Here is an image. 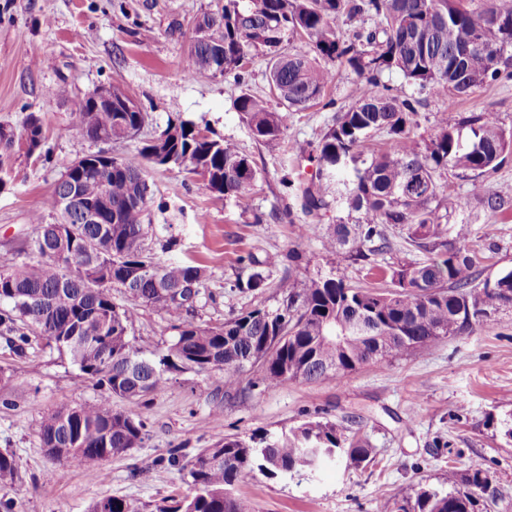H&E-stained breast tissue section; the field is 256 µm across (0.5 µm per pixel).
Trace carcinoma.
<instances>
[{"label": "carcinoma", "instance_id": "carcinoma-1", "mask_svg": "<svg viewBox=\"0 0 512 512\" xmlns=\"http://www.w3.org/2000/svg\"><path fill=\"white\" fill-rule=\"evenodd\" d=\"M354 24L352 37L337 31L340 16ZM369 20L377 26L367 28ZM291 36L308 50L281 51ZM469 45L467 61L456 50ZM272 54L268 81L287 109L304 110L323 98L334 79L336 62L366 79L355 102L336 116L317 154L316 179L294 186L302 208L313 214L328 205L322 180L348 169L338 201L348 210L324 245L345 248L366 261L390 247L389 230L405 232L406 243L432 254L392 274L391 288H360L343 277L280 280L283 302L275 310L255 308L219 325L190 320L213 298L203 268L165 260L150 245L155 225L145 221L153 200L146 167L170 169L181 164L190 174L208 177L218 197L248 198L257 172L237 145L201 133L185 121L169 123L157 136L139 142L141 162L100 150L83 156L56 180L43 210L31 216L36 236L19 250L20 261L0 271V336L6 348L26 356L41 342L77 366L99 390L96 399L60 408L40 424L44 448L58 449L65 467L94 473L104 462L130 455L148 435L139 408L162 393L174 371L217 373L224 392L240 390L248 366H259L251 386L274 389L296 381H314L325 367L338 378L364 365H383L451 336L482 326L478 314L512 309V269L478 280L475 251L466 248L469 224H444L438 212L451 213L463 202L445 195V178L461 175L472 191L512 149V139L479 115L441 112L429 140L414 135L417 101L376 95L369 86L385 71L397 70L411 84L435 96L476 93L501 77L512 60V0H484L472 9L467 0H226L193 24L186 54L188 71L222 77L243 66L250 52ZM128 96L114 87L112 103L85 99L75 112L72 137L101 142L134 141L148 115L124 109ZM254 138L277 145L286 129L285 115L266 99L248 93L236 101ZM468 136H463V130ZM384 132L389 147L369 158L362 146L373 132ZM40 118L26 116L22 129L0 126V189L7 185L14 148L28 158L47 156ZM75 195L81 206L60 214V199ZM92 206L97 222L86 221ZM54 218L45 222V215ZM140 300L177 330L164 349L145 355L129 336L137 311L116 302L115 293ZM346 454L351 463H370L367 442L346 436L336 423L308 420L260 445L224 436L196 456L168 462L186 472L191 494L173 504L164 499L154 512H254L253 504L234 493L242 479L259 472L275 477L313 471L331 456ZM23 482L13 452L0 450V484ZM450 490L420 488L393 502L390 512H474L485 499L494 506L505 495L483 470L448 467ZM144 512L118 496L94 501L89 512Z\"/></svg>", "mask_w": 512, "mask_h": 512}]
</instances>
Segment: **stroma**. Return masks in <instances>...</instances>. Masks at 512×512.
I'll list each match as a JSON object with an SVG mask.
<instances>
[{
    "label": "stroma",
    "instance_id": "1",
    "mask_svg": "<svg viewBox=\"0 0 512 512\" xmlns=\"http://www.w3.org/2000/svg\"><path fill=\"white\" fill-rule=\"evenodd\" d=\"M224 0H0V124L20 127L31 112L41 116L50 156L41 161L19 157L10 183L0 190V270L12 268L17 251L35 233L31 216L42 207L55 180L75 159L98 146L71 136L69 126L80 102L102 85L119 86L147 112L140 136L149 139L168 120L192 123L234 141L257 172L248 201L211 194L199 176L179 169L149 174L157 202L154 223L170 225L177 240L173 258L204 268L215 295L194 320L216 325L230 315L255 308L276 309L282 302L280 280L293 273L301 279L338 275L355 286H375L381 273L423 262L429 255L392 242L369 261H352L331 253L323 241L346 216L335 193L329 206L309 215L300 198L284 183L307 182L315 175L316 153L336 115L355 101L363 78L344 67L326 93V104L287 113L284 147L257 142L236 101L249 93L269 99L281 111L268 82L270 56L253 50L242 74L211 79L186 78L183 60L194 18L222 7ZM381 85L399 96H418L416 132L429 137L446 109L460 116H482L512 135V79L449 103L418 93L397 71L384 73ZM64 86L62 97L48 91ZM301 143L307 155L296 158L288 147ZM447 193L465 204L449 216L467 224L469 249L481 257L482 277L512 269V151L473 193L464 178H449ZM499 198L491 211L488 197ZM262 261L266 286L256 292L238 289L252 266L242 256ZM130 335L144 352H156L175 332L160 314L140 307ZM0 365L12 367L0 381V449L12 450L23 481L10 493L20 512H87L92 501L119 496L152 505L181 498L189 486L167 462L174 448L195 455L221 435L272 436L308 419L336 422L348 435L368 441L374 460L360 467L346 455L313 473L287 477L254 475L239 482L237 494L255 512H389L393 500L428 486L447 491L449 467L489 471L498 489L512 501V310L492 315L477 331L452 336L435 346L393 359L385 366L367 365L353 374L326 376L314 382H291L256 388L228 398L217 376L184 372L171 376L164 392L142 413L148 437L131 457L106 462L107 479H89L81 469L65 468L46 456L39 439L43 415L60 407L94 400L96 390L69 360L50 351L10 358L0 351ZM151 467L149 479L134 466Z\"/></svg>",
    "mask_w": 512,
    "mask_h": 512
}]
</instances>
